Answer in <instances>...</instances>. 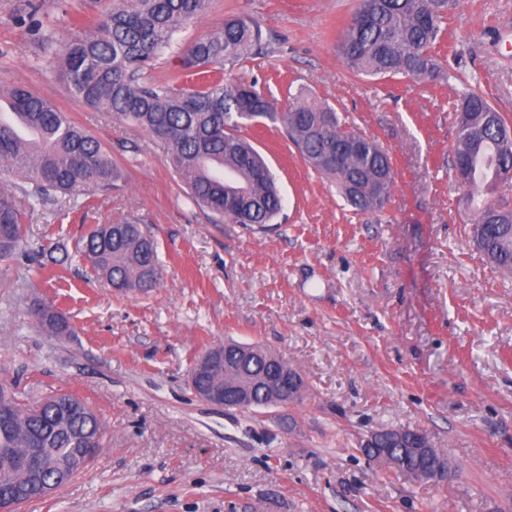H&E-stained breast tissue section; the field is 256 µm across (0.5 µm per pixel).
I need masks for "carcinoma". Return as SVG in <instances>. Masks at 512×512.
<instances>
[{
	"label": "carcinoma",
	"mask_w": 512,
	"mask_h": 512,
	"mask_svg": "<svg viewBox=\"0 0 512 512\" xmlns=\"http://www.w3.org/2000/svg\"><path fill=\"white\" fill-rule=\"evenodd\" d=\"M211 0H122L103 14L95 31L83 32L60 51L73 101L109 112L116 121L146 132L167 151L174 172L192 200L210 212L230 216L247 229L263 230L283 209L277 179L261 153L242 135L245 123L267 119L281 123L303 160L330 178L342 197L362 212L383 209L394 188L387 151L375 139L346 129L330 105L297 94L285 112L278 111L255 83L225 80L224 63L238 62L262 49V27L249 16L231 17L209 35L182 49L181 65L193 76L185 84L175 78L159 83L149 71L175 44L185 21L202 15ZM448 0H358L348 27L336 44L348 67L366 76L434 80L442 66L433 49L443 34ZM0 101L13 121L0 111V259L27 248L26 212L58 193L108 189L124 180L100 142L66 113L27 87L0 85ZM454 169L470 171L468 206L471 240L493 267L512 272V204L487 205L480 197L511 185L512 120L480 93H460L456 108ZM20 175L16 183L10 175ZM76 253L120 291L146 292L161 277L157 244L148 226L136 218L97 224ZM29 311L45 332H67V319L40 301ZM242 364L228 356L224 371L210 383L244 389L248 407L269 405L271 395L257 382L269 351L252 346ZM106 429L97 412L70 393H56L34 404L19 399L0 383V505L12 497L17 506L47 496L46 487L63 486L94 458H81L75 448L86 440L104 447ZM430 443L423 431L411 430L396 442L386 429L375 447L389 449L405 472L418 465L413 448ZM30 457L27 469L16 466Z\"/></svg>",
	"instance_id": "obj_1"
}]
</instances>
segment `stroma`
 <instances>
[{"mask_svg":"<svg viewBox=\"0 0 512 512\" xmlns=\"http://www.w3.org/2000/svg\"><path fill=\"white\" fill-rule=\"evenodd\" d=\"M115 2L0 0V84L53 103L126 171L117 188L30 212L32 245L72 250L94 225L135 216L162 265L143 294L113 290L77 258L0 260V380L31 402L76 393L107 430L93 464L21 512H512V273L471 245L469 191L453 170L462 83L512 117V0H456L435 82L346 67L336 40L357 0H212L187 21L183 45L225 17L257 19L262 55L225 77L282 109L292 91L328 103L391 158L389 201L361 213L281 124L248 125L284 197L261 232L198 207L148 134L74 103L54 53ZM36 300L71 334L39 329ZM230 341L296 368L301 400L239 409L196 397V360ZM399 427L427 433L454 473L417 483L360 453L370 432Z\"/></svg>","mask_w":512,"mask_h":512,"instance_id":"1","label":"stroma"}]
</instances>
